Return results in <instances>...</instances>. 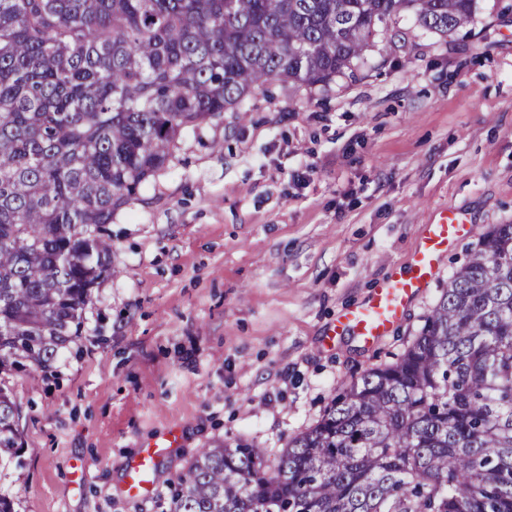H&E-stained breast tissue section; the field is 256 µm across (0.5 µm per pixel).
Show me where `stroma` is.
<instances>
[{
	"mask_svg": "<svg viewBox=\"0 0 512 512\" xmlns=\"http://www.w3.org/2000/svg\"><path fill=\"white\" fill-rule=\"evenodd\" d=\"M446 209L467 234L399 325L371 345L332 335ZM494 224H512V0H476L447 37L404 15L328 86L276 82L184 130L112 221L115 272L82 335L12 379L19 461L0 493L14 512H163L198 448L277 453L413 340ZM173 435L152 492L127 493L131 457Z\"/></svg>",
	"mask_w": 512,
	"mask_h": 512,
	"instance_id": "35a3bbf8",
	"label": "stroma"
}]
</instances>
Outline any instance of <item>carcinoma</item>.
Here are the masks:
<instances>
[{"label":"carcinoma","mask_w":512,"mask_h":512,"mask_svg":"<svg viewBox=\"0 0 512 512\" xmlns=\"http://www.w3.org/2000/svg\"><path fill=\"white\" fill-rule=\"evenodd\" d=\"M475 0H0V469L9 376L47 368L112 277L115 213L183 130L279 80L326 85L404 12L448 36ZM166 512H512V224L470 250L417 336L270 459L199 449Z\"/></svg>","instance_id":"1"}]
</instances>
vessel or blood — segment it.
Listing matches in <instances>:
<instances>
[{
	"mask_svg": "<svg viewBox=\"0 0 512 512\" xmlns=\"http://www.w3.org/2000/svg\"><path fill=\"white\" fill-rule=\"evenodd\" d=\"M460 236V222L455 213H441L428 225L422 247L416 253L409 272L388 280L374 289L362 305L345 310L335 330L354 331L366 343H374L387 335L401 320L407 303L425 288L434 276L438 262L451 242ZM157 449L145 450L132 464L129 487L140 494L152 491V464Z\"/></svg>",
	"mask_w": 512,
	"mask_h": 512,
	"instance_id": "b4317fda",
	"label": "vessel or blood"
}]
</instances>
